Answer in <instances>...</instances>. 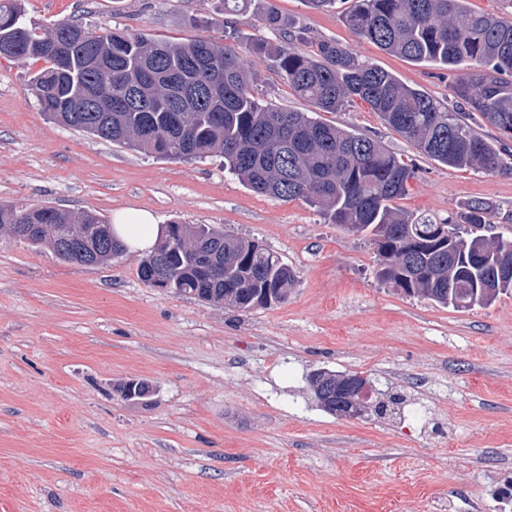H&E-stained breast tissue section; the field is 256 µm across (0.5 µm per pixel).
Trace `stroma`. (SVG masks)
Here are the masks:
<instances>
[{
  "label": "stroma",
  "mask_w": 512,
  "mask_h": 512,
  "mask_svg": "<svg viewBox=\"0 0 512 512\" xmlns=\"http://www.w3.org/2000/svg\"><path fill=\"white\" fill-rule=\"evenodd\" d=\"M348 45L362 60L450 103L453 75L384 53L343 4L253 0L240 53L263 102L310 111L255 40L262 17ZM49 27L224 40V0H25ZM35 60L0 59V204L113 219L207 224L263 245L297 272L287 300L237 312L151 288L141 255L79 266L0 232V512H512V291L458 311L375 277L369 234L305 201L253 192L221 158L159 159L48 120ZM323 120L377 139L413 166L403 212L442 221L473 200L512 232V173L455 170L423 155L367 104ZM359 373L403 397L344 417L310 375ZM135 379L149 397L118 390Z\"/></svg>",
  "instance_id": "stroma-1"
}]
</instances>
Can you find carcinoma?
Masks as SVG:
<instances>
[{
  "label": "carcinoma",
  "mask_w": 512,
  "mask_h": 512,
  "mask_svg": "<svg viewBox=\"0 0 512 512\" xmlns=\"http://www.w3.org/2000/svg\"><path fill=\"white\" fill-rule=\"evenodd\" d=\"M265 25L276 43L254 52L267 57L298 98L322 112L359 99L426 156L458 170L512 172L501 152L426 91L360 59L334 39L288 30L274 9ZM345 22L360 39L412 62L431 61L469 71L449 85L454 102L505 133H512V21L470 8L468 0H351ZM224 43L208 38H145L128 30H90L74 20L43 29L26 20L23 0H0V58L48 63L32 90L49 119L91 136L161 159H224V170L252 191L303 199L349 232L371 231L379 256L377 276L408 295L458 310L488 307L512 288L487 295L475 280L491 269L473 264L486 253L512 257V237L489 242L464 228L490 223L492 206L473 200L455 216L451 236L435 235L395 201L414 178L411 167L369 136L327 124L306 112L275 109L254 95V77L237 50L234 21L225 20ZM102 216H78L52 206L0 207V230L33 247L49 245L63 261L106 263L125 251L104 236ZM154 288L160 281L178 295L224 303L240 311L264 308L265 291L278 305L295 281L293 270L257 242L215 232L207 224H176L160 235L138 269ZM128 399L150 387L129 380Z\"/></svg>",
  "instance_id": "cac0c4a2"
}]
</instances>
